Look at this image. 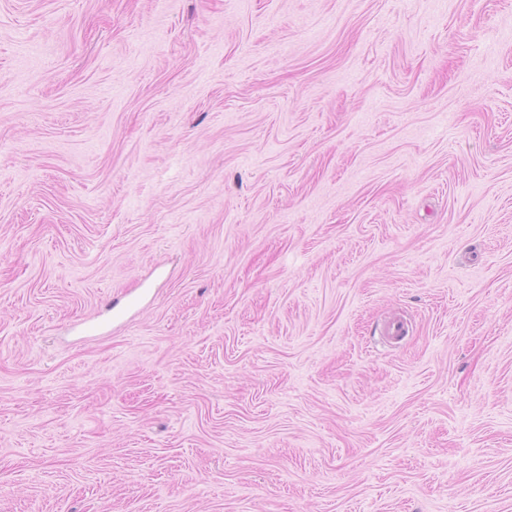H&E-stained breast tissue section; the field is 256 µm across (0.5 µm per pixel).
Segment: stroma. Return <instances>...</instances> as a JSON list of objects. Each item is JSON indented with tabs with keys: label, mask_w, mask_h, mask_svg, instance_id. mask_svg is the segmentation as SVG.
Here are the masks:
<instances>
[{
	"label": "stroma",
	"mask_w": 512,
	"mask_h": 512,
	"mask_svg": "<svg viewBox=\"0 0 512 512\" xmlns=\"http://www.w3.org/2000/svg\"><path fill=\"white\" fill-rule=\"evenodd\" d=\"M0 512H512V0H0Z\"/></svg>",
	"instance_id": "35a3bbf8"
}]
</instances>
